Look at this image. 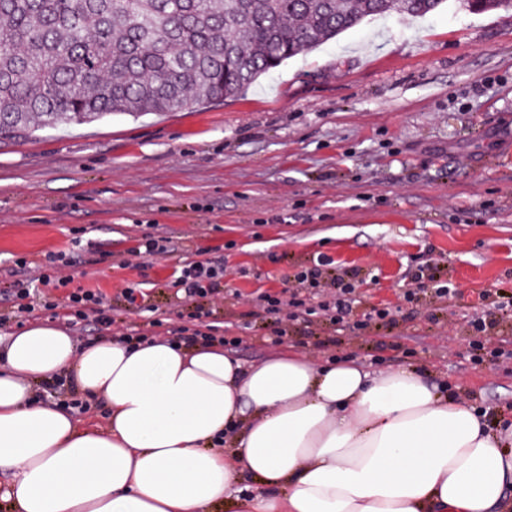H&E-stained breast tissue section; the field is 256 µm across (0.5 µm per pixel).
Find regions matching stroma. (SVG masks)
<instances>
[{"label":"stroma","mask_w":512,"mask_h":512,"mask_svg":"<svg viewBox=\"0 0 512 512\" xmlns=\"http://www.w3.org/2000/svg\"><path fill=\"white\" fill-rule=\"evenodd\" d=\"M147 232L176 251L120 267ZM61 253L123 327L146 323L126 283L145 281L140 307L163 313L184 261L221 262L213 316L230 336L253 297L287 291L325 257L355 285L343 324L299 319L275 345L274 320L260 319L234 357L291 348L320 363L412 365L489 423L512 419V360L473 364L468 324L480 314L512 338L484 297L512 294V12L445 0L422 18L369 17L232 98L1 140L0 270ZM418 258L456 294L410 308ZM382 308L385 320L354 329Z\"/></svg>","instance_id":"35a3bbf8"}]
</instances>
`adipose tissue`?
Wrapping results in <instances>:
<instances>
[{"instance_id": "ef3b65f1", "label": "adipose tissue", "mask_w": 512, "mask_h": 512, "mask_svg": "<svg viewBox=\"0 0 512 512\" xmlns=\"http://www.w3.org/2000/svg\"><path fill=\"white\" fill-rule=\"evenodd\" d=\"M57 374L105 402L107 432L31 400ZM2 466L13 512H503L512 423L489 429L412 367L289 350L246 367L216 347H82L35 323L0 348ZM245 475L258 486L235 497Z\"/></svg>"}]
</instances>
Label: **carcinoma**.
Here are the masks:
<instances>
[{"mask_svg":"<svg viewBox=\"0 0 512 512\" xmlns=\"http://www.w3.org/2000/svg\"><path fill=\"white\" fill-rule=\"evenodd\" d=\"M446 0H0V138L223 100L372 16ZM512 11V0H459Z\"/></svg>","mask_w":512,"mask_h":512,"instance_id":"1","label":"carcinoma"}]
</instances>
